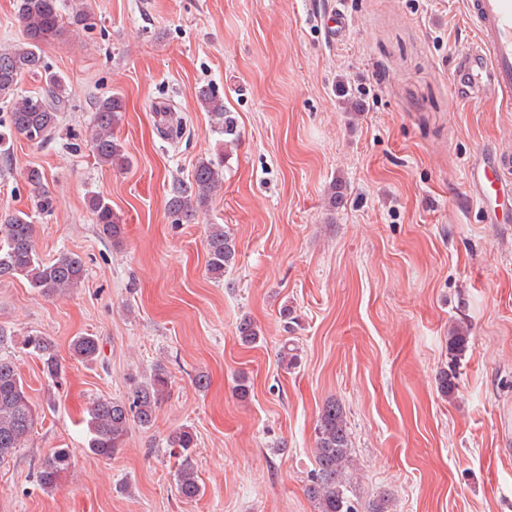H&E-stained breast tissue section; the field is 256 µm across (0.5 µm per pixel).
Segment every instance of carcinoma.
Returning a JSON list of instances; mask_svg holds the SVG:
<instances>
[{
  "instance_id": "obj_1",
  "label": "carcinoma",
  "mask_w": 512,
  "mask_h": 512,
  "mask_svg": "<svg viewBox=\"0 0 512 512\" xmlns=\"http://www.w3.org/2000/svg\"><path fill=\"white\" fill-rule=\"evenodd\" d=\"M15 14L22 24L24 37L16 47L0 51V104L7 108L0 116V156L9 157L14 136L21 135L34 144L49 141L55 132L61 114L68 106L64 96L61 75L47 69L44 47L58 40L64 25L89 28L94 24L91 9L85 0H71L68 17L62 15L60 0H14ZM37 76L46 84L43 94L19 93L24 76ZM199 104L211 115L215 132L224 136V146L239 140L236 117L224 110V100L212 88L198 91ZM124 101L114 94L98 101L95 108V134L90 140V151L98 163L121 169L129 164L123 145L114 130L122 121ZM160 133L168 140L183 135L182 121L171 110L160 113ZM224 188V154L198 161L191 179H177L169 190L168 210L173 216L188 221L198 209L205 207L212 196ZM88 206L95 216L100 232L118 240L123 233L120 217L110 202L100 194L89 196ZM235 238L221 224H212L207 235V269L211 278L220 281L235 264ZM83 259L73 253H64L46 261L34 245V225L29 215L17 211L0 217V279L22 277L30 287L44 296L52 297L69 288H75L84 279ZM236 333L244 345H251L260 337L256 323L248 316L240 318ZM11 337L0 328V466L9 463L23 446L38 417L35 405L27 392V385L6 345ZM469 344L467 331L457 327L448 336V351L452 358L463 354ZM24 346L42 364L47 378L57 380L63 374L54 344L44 336H30ZM74 359L92 363L100 355L98 339L84 335L75 337L70 345ZM438 391L444 397L454 394L457 387L456 364L440 369L435 376ZM169 385V375L161 363L142 381L134 382L126 396L99 398L88 408L85 419L88 432V450L110 459L123 447L130 423L142 428L153 425L156 411ZM169 455L176 459V489L180 497L193 500L202 494L197 476L193 432L183 428L168 442ZM71 452L55 448L43 457L36 470L38 484L46 490L59 488L68 472ZM315 467L304 487L306 496L314 502L317 512H356L348 487V470L353 467L351 443L346 412L336 399L324 403L320 410L314 448Z\"/></svg>"
}]
</instances>
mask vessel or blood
Masks as SVG:
<instances>
[{
  "instance_id": "1",
  "label": "vessel or blood",
  "mask_w": 512,
  "mask_h": 512,
  "mask_svg": "<svg viewBox=\"0 0 512 512\" xmlns=\"http://www.w3.org/2000/svg\"><path fill=\"white\" fill-rule=\"evenodd\" d=\"M465 18L472 27V46L455 61L451 84L465 101L490 103L499 111L512 112V0H466ZM320 34L329 42L346 38L349 22L338 8L314 18ZM512 153H496L483 169L468 168L467 178L479 198L495 196L512 200Z\"/></svg>"
}]
</instances>
